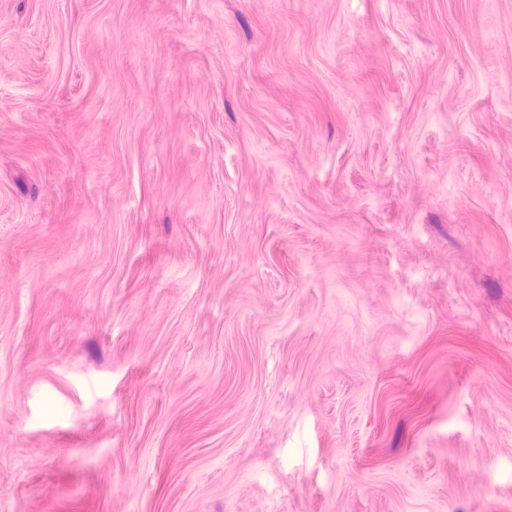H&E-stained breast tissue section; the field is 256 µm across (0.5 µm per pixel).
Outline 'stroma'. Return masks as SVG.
Listing matches in <instances>:
<instances>
[{"mask_svg":"<svg viewBox=\"0 0 512 512\" xmlns=\"http://www.w3.org/2000/svg\"><path fill=\"white\" fill-rule=\"evenodd\" d=\"M0 512H512V0H0Z\"/></svg>","mask_w":512,"mask_h":512,"instance_id":"stroma-1","label":"stroma"}]
</instances>
